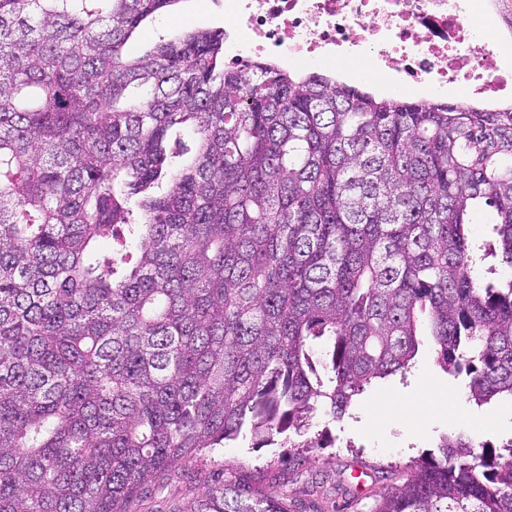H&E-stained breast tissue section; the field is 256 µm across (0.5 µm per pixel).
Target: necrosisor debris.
<instances>
[{"label": "necrosis or debris", "mask_w": 512, "mask_h": 512, "mask_svg": "<svg viewBox=\"0 0 512 512\" xmlns=\"http://www.w3.org/2000/svg\"><path fill=\"white\" fill-rule=\"evenodd\" d=\"M224 62H351L398 85L455 88L492 108L512 102V54L496 0H221Z\"/></svg>", "instance_id": "4bbe7bcc"}]
</instances>
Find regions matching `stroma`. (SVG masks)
I'll return each instance as SVG.
<instances>
[{"label": "stroma", "instance_id": "35a3bbf8", "mask_svg": "<svg viewBox=\"0 0 512 512\" xmlns=\"http://www.w3.org/2000/svg\"><path fill=\"white\" fill-rule=\"evenodd\" d=\"M223 25L219 0H177L143 22L127 51L140 56L184 29ZM466 383V376L447 375L430 347H421L405 375L373 382L343 418H316L312 431L326 433L328 447H298L294 435L279 436L265 448L241 439L198 461L199 480H170L160 494L136 500L133 512H166L170 502L187 510L205 477L219 471L257 491H290L292 512H373L379 495L403 482L411 461L435 451L441 436L462 430L493 446L512 437V402L476 406L467 398ZM424 389L431 397L422 402L418 395Z\"/></svg>", "mask_w": 512, "mask_h": 512}]
</instances>
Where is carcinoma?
<instances>
[{
	"instance_id": "1",
	"label": "carcinoma",
	"mask_w": 512,
	"mask_h": 512,
	"mask_svg": "<svg viewBox=\"0 0 512 512\" xmlns=\"http://www.w3.org/2000/svg\"><path fill=\"white\" fill-rule=\"evenodd\" d=\"M177 2L0 0V512H132L343 417L423 336L512 399V107L227 67L221 28L128 56ZM437 448L375 512H512V438ZM189 512L291 509L220 477Z\"/></svg>"
}]
</instances>
